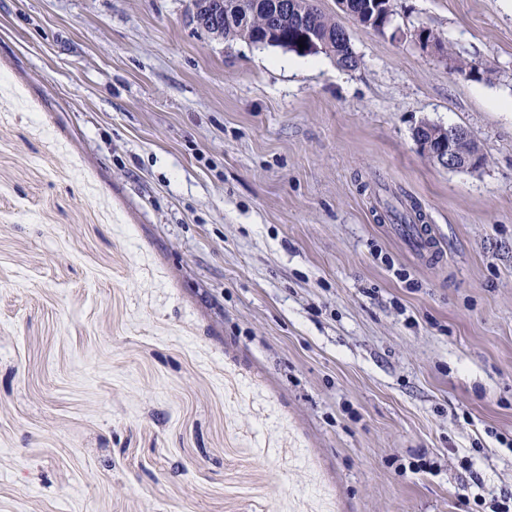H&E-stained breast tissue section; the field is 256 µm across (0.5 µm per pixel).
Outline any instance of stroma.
I'll return each instance as SVG.
<instances>
[{"instance_id":"stroma-1","label":"stroma","mask_w":512,"mask_h":512,"mask_svg":"<svg viewBox=\"0 0 512 512\" xmlns=\"http://www.w3.org/2000/svg\"><path fill=\"white\" fill-rule=\"evenodd\" d=\"M317 5L357 69L189 0H0V512L512 494V0H392L396 37ZM412 201L439 263L379 219ZM453 126L448 128L437 126L434 124H425L424 127H417L414 131V137L416 140L424 139L432 145L434 151H437L442 142L441 139H445L448 145V152L443 155L441 152L433 154L430 150V144L422 141L418 143L420 150L430 156H435L436 161L441 162L448 166V169H467L473 170L479 168V153L471 152L468 153L464 149H461L457 140L465 139L468 136L467 131L463 127H457L452 131L453 137L448 140V133ZM433 162L437 163L434 159ZM438 164V163H437Z\"/></svg>"}]
</instances>
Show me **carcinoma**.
Listing matches in <instances>:
<instances>
[{"label": "carcinoma", "instance_id": "carcinoma-1", "mask_svg": "<svg viewBox=\"0 0 512 512\" xmlns=\"http://www.w3.org/2000/svg\"><path fill=\"white\" fill-rule=\"evenodd\" d=\"M276 0H254L251 9L233 12L235 0H224V39L245 40L251 44L259 41V36L268 37L274 47H282L300 55H308L306 37L311 31H318L326 37L321 52L332 56L336 64L345 69H355L360 60L356 56L351 41L333 17L323 13L316 0H288L289 9L275 10ZM450 129L426 124L414 131L415 139H423L432 145L433 150L441 146V139L448 138Z\"/></svg>", "mask_w": 512, "mask_h": 512}]
</instances>
